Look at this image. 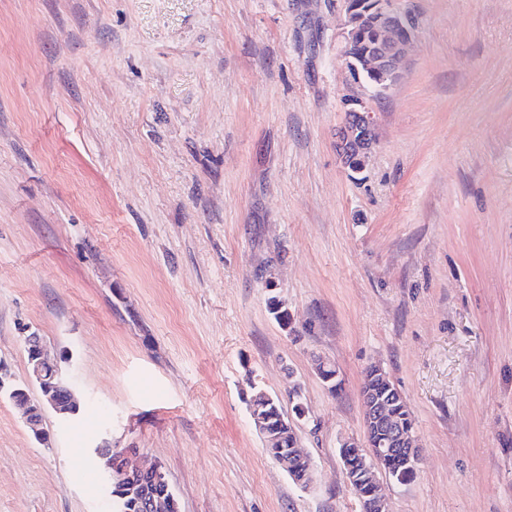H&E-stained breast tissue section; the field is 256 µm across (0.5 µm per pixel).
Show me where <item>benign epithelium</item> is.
<instances>
[{"label":"benign epithelium","mask_w":512,"mask_h":512,"mask_svg":"<svg viewBox=\"0 0 512 512\" xmlns=\"http://www.w3.org/2000/svg\"><path fill=\"white\" fill-rule=\"evenodd\" d=\"M345 20L341 31L343 66L357 78L368 80L367 87L376 95H382L396 82L407 48L414 38L418 25L414 14L396 6V0H344ZM372 31L374 42L359 53L356 51L360 36ZM373 144V132L367 117L357 109L349 110V122L341 135V154L345 165L354 173L363 170ZM28 353L29 377L39 387L40 398L34 400L25 389L20 390L21 398L14 406L20 411L28 428L40 435L43 411L52 409L57 414L66 412L62 400L56 396L57 385L53 381L61 376L53 367L47 355L41 336L31 333L23 337ZM365 436L378 437V447L362 446L354 439H347L340 445L341 460L347 482L355 491L367 485L368 493L360 496L362 512H387L384 498L379 493V475L385 473L383 461L402 449L407 453L412 470H417L420 457L418 439L414 432L405 431L395 424L387 411L384 401L371 392L361 393ZM115 464H107L108 480L115 483L127 481L133 475L146 469L155 470L159 464L144 467L139 463L140 450L137 448H115ZM361 457L362 464H349L351 455Z\"/></svg>","instance_id":"obj_1"}]
</instances>
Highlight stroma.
Masks as SVG:
<instances>
[{"label": "stroma", "mask_w": 512, "mask_h": 512, "mask_svg": "<svg viewBox=\"0 0 512 512\" xmlns=\"http://www.w3.org/2000/svg\"><path fill=\"white\" fill-rule=\"evenodd\" d=\"M400 3L420 27L374 97L342 0H0V368L28 382L37 331L80 405L43 443L0 395V512H112L105 445L181 512H360L339 446L375 363L422 445L389 512H512V0ZM258 389L305 408L311 489ZM349 122L341 135V154L345 165L354 173L363 170L368 154L373 144V132L367 117L360 109H351ZM260 391L261 390H256L249 401L251 414L258 416L251 417L253 423L267 443L272 444L276 442L278 438L274 433L268 430L261 418L267 421L270 426L276 428L282 436L281 446L265 449L274 459H277L280 455L287 452L288 455H290L292 453L291 448H298V440L294 433L288 430L290 423L288 416L285 415L280 400L277 397H272V400L265 399L263 396L268 397L270 395L263 390ZM259 392L263 396H260Z\"/></svg>", "instance_id": "1"}]
</instances>
